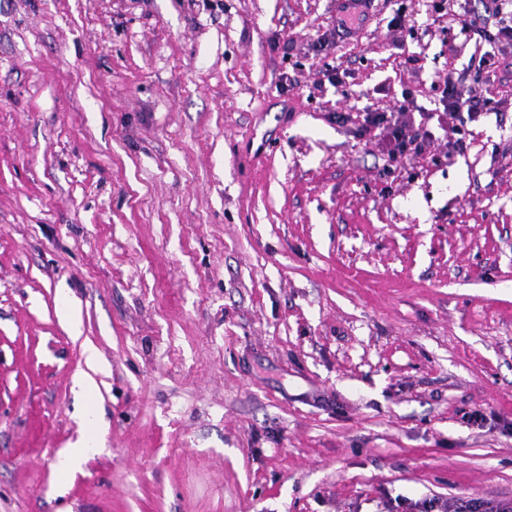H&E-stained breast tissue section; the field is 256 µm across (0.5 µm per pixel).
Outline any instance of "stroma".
Here are the masks:
<instances>
[{
    "label": "stroma",
    "instance_id": "35a3bbf8",
    "mask_svg": "<svg viewBox=\"0 0 512 512\" xmlns=\"http://www.w3.org/2000/svg\"><path fill=\"white\" fill-rule=\"evenodd\" d=\"M331 2L0 0V512L512 501V78L391 160L331 113L434 111L488 46L376 0L319 51ZM94 420L95 415L93 412H90L88 414V421L92 428L86 432L73 447L65 448L60 461L62 470L71 471L76 468L99 445L101 436L95 426Z\"/></svg>",
    "mask_w": 512,
    "mask_h": 512
}]
</instances>
